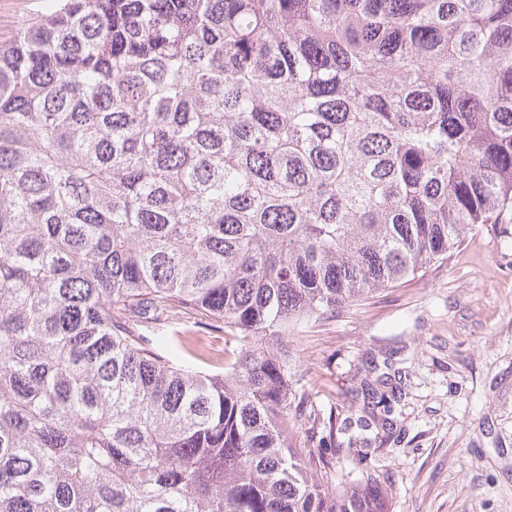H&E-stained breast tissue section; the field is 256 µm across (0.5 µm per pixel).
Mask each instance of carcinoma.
Instances as JSON below:
<instances>
[{
	"mask_svg": "<svg viewBox=\"0 0 512 512\" xmlns=\"http://www.w3.org/2000/svg\"><path fill=\"white\" fill-rule=\"evenodd\" d=\"M511 221L512 0H51L0 42V512H387L318 474L402 371L338 426L290 338ZM171 307L224 374L133 327ZM146 336H194L203 350L201 360H195L198 369L206 372L224 371V348L232 349V333L224 325H217L205 313L197 310L171 308L160 321L141 327ZM227 342V346H225Z\"/></svg>",
	"mask_w": 512,
	"mask_h": 512,
	"instance_id": "carcinoma-1",
	"label": "carcinoma"
}]
</instances>
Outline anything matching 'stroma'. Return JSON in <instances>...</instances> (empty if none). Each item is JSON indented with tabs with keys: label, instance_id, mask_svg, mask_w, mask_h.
Segmentation results:
<instances>
[{
	"label": "stroma",
	"instance_id": "1",
	"mask_svg": "<svg viewBox=\"0 0 512 512\" xmlns=\"http://www.w3.org/2000/svg\"><path fill=\"white\" fill-rule=\"evenodd\" d=\"M47 0H0V38ZM147 336L199 338L198 369H224L229 329L170 309ZM304 387L348 415L356 368L393 355L408 394L383 453L336 463L333 481L375 471L389 512H512V223L480 224L418 276L319 323L294 343Z\"/></svg>",
	"mask_w": 512,
	"mask_h": 512
}]
</instances>
